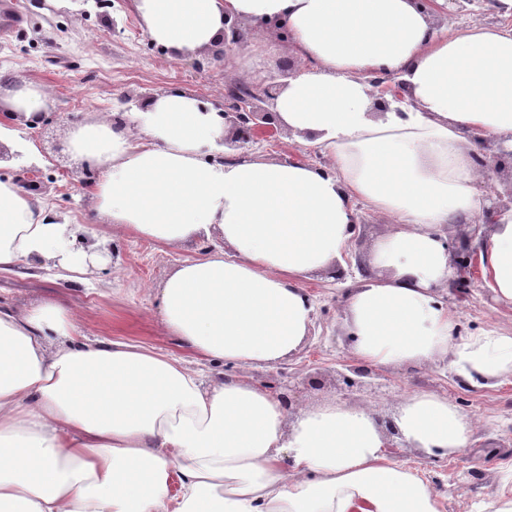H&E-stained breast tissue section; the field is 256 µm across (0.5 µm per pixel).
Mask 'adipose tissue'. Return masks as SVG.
Instances as JSON below:
<instances>
[{
    "mask_svg": "<svg viewBox=\"0 0 512 512\" xmlns=\"http://www.w3.org/2000/svg\"><path fill=\"white\" fill-rule=\"evenodd\" d=\"M149 37L182 57L226 22L286 28L299 61L271 104L316 147L313 167L259 156L219 162L224 120L182 92L133 133L124 113L77 124L67 147L100 170L101 240L197 244L156 289L166 335L242 369L297 353L313 326L303 282L343 263L361 211L389 222L376 275L345 293L355 358L371 367L447 363L461 381L512 378V330L462 336L439 296L454 273L447 230L478 223L495 165L512 151V26L437 25L446 0H133ZM391 74L401 101L377 104ZM75 225L0 181V272L40 263L86 283L95 253ZM482 281L512 307V207L480 249ZM394 423L430 456L463 453L474 422L416 392ZM377 412L330 402L289 420L243 378L203 381L184 358L80 334L50 295L0 306V512H442L418 469L388 458Z\"/></svg>",
    "mask_w": 512,
    "mask_h": 512,
    "instance_id": "1",
    "label": "adipose tissue"
}]
</instances>
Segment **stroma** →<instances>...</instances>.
Listing matches in <instances>:
<instances>
[{"label": "stroma", "instance_id": "stroma-1", "mask_svg": "<svg viewBox=\"0 0 512 512\" xmlns=\"http://www.w3.org/2000/svg\"><path fill=\"white\" fill-rule=\"evenodd\" d=\"M24 22L10 40H0V82L35 84L50 95L42 121L29 128L26 119L13 125L29 141L43 173L40 193L54 205L59 219L95 224L92 199L84 189L100 174L98 168L75 161L66 147L71 124L95 113L129 112L130 125L139 128V103L147 97L180 91L208 108H224L228 80L223 62L204 50L178 59L148 36L133 0H16ZM243 154L257 153L270 160L323 166L314 146L297 142L288 131L277 141L246 144ZM389 230L386 222L365 214L357 224L349 259L341 280L312 276L305 283L315 300L314 329L300 351L273 367L246 372L248 381L263 387L289 386L293 409L341 402L375 410L392 418L398 402L413 391L451 399L475 422L469 448L443 459L427 456L403 442L398 462L423 471L443 499L444 512H480L488 496L512 489V382L466 386L447 364L393 366L372 369L369 376L346 384V362L352 361V341L343 327V295L350 281L359 279L358 263H370L374 243ZM193 247L173 253L144 239L111 240L102 255L99 289L50 282L41 270L26 264L0 273V302L13 308L28 306L45 294L62 296L80 316L82 334L151 345L178 355L175 337L162 333L155 289L176 258L193 254ZM456 311L458 330L468 336L492 328H512V309L474 282L465 299L443 294ZM320 384L313 387L307 375Z\"/></svg>", "mask_w": 512, "mask_h": 512}]
</instances>
